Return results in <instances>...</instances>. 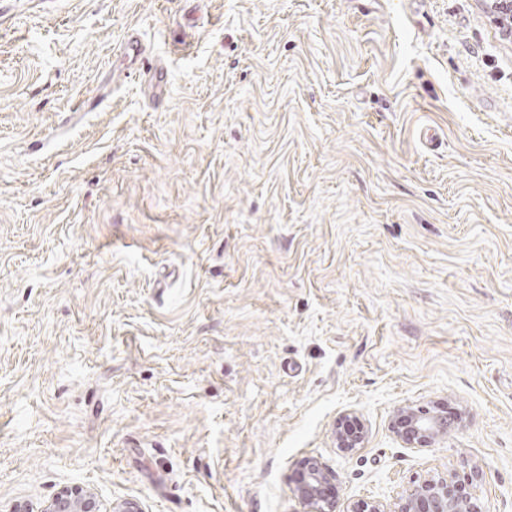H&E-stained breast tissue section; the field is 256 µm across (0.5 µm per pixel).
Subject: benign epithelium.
<instances>
[{
    "label": "benign epithelium",
    "instance_id": "1",
    "mask_svg": "<svg viewBox=\"0 0 512 512\" xmlns=\"http://www.w3.org/2000/svg\"><path fill=\"white\" fill-rule=\"evenodd\" d=\"M450 429L447 408L416 410L401 407L390 422V431L407 448H432ZM363 433L351 434L336 426V447L344 455H352L363 447ZM332 472L313 457L299 463L295 491L303 512H485L482 502L468 485L451 474L430 476L413 484L387 504L379 497L361 498L339 508L330 496ZM42 512H98L94 494L79 487L64 488Z\"/></svg>",
    "mask_w": 512,
    "mask_h": 512
}]
</instances>
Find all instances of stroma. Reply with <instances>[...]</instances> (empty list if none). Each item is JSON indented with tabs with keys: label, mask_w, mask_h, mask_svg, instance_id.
Wrapping results in <instances>:
<instances>
[{
	"label": "stroma",
	"mask_w": 512,
	"mask_h": 512,
	"mask_svg": "<svg viewBox=\"0 0 512 512\" xmlns=\"http://www.w3.org/2000/svg\"><path fill=\"white\" fill-rule=\"evenodd\" d=\"M437 404L435 447L391 433ZM308 456L341 505L450 473L512 512V37L481 0H0V512H301ZM365 437L363 432L351 434L343 426L338 424L336 426V447L343 455H352L363 447ZM94 494L79 487L64 488L47 504L43 512H98Z\"/></svg>",
	"instance_id": "obj_1"
}]
</instances>
